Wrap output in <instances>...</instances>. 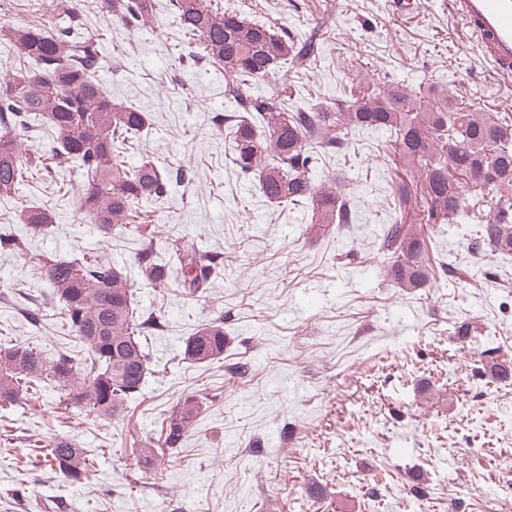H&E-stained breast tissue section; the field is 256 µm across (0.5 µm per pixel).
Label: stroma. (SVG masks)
Wrapping results in <instances>:
<instances>
[{
    "instance_id": "obj_1",
    "label": "stroma",
    "mask_w": 512,
    "mask_h": 512,
    "mask_svg": "<svg viewBox=\"0 0 512 512\" xmlns=\"http://www.w3.org/2000/svg\"><path fill=\"white\" fill-rule=\"evenodd\" d=\"M414 2L398 16L391 0H217L290 34L324 24L315 65L288 76V108L331 105L385 75L512 116V80L482 61L448 0ZM69 13L100 39L95 75L113 102L149 114L126 164L147 153L189 174L145 207L158 252L196 239L222 252L224 267L195 294L176 280L148 284L133 264L137 232L105 235L82 218L84 177L68 164L0 202V228L25 241L0 254L1 345L82 353L40 276L46 258L126 268L137 309L163 323L141 338L150 372L126 416L70 413L50 387L0 408V512H512V381L490 371L495 358L512 364V255L473 253L476 225L437 224L420 234L434 280L398 287L381 248L398 179L388 131L357 135L352 157L327 154L312 168L317 185L344 178L359 217L318 231L307 205L269 202L235 169L231 137L213 121L232 109L224 70L190 56L170 0H154L153 24L135 30L105 0H0V24L53 32ZM40 208L55 216L47 231L18 222ZM216 319L223 357L184 360L186 339ZM189 396L201 409L180 447L141 459ZM58 437L93 458L81 482L37 454Z\"/></svg>"
}]
</instances>
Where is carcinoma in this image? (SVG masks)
I'll return each instance as SVG.
<instances>
[{"mask_svg": "<svg viewBox=\"0 0 512 512\" xmlns=\"http://www.w3.org/2000/svg\"><path fill=\"white\" fill-rule=\"evenodd\" d=\"M184 29L197 38L200 57L224 67V97L235 111L216 118L232 127V162L243 174L258 175L271 202L307 203L312 223L320 228L353 222L352 199L333 179L317 187L309 177L315 144L324 152L342 153L349 137L362 129L392 134L393 161L414 173L417 182L397 188L393 198L400 220L388 225L382 249L392 255L388 274L402 288H419L432 273L422 259L413 224L480 225L471 249L480 254L512 255V117L457 106L448 89L431 86L409 92L381 81L358 97L327 107L289 110L282 93L289 64L305 70L316 61L322 27L299 38L250 22L238 13L221 10L214 0H174ZM112 14L134 23L153 19L152 0H112ZM70 24L49 34L30 24L1 29L17 52L35 61L37 69H20L0 81V199L16 197L33 169L47 170L76 162L85 177L79 192L80 209L105 234L135 217V205L163 197L171 182H183L187 172L161 170L150 156L127 168L117 150L148 124L147 113L112 102L94 78L98 39L75 32ZM278 79L271 97H253L248 85ZM33 115L49 126V153L26 157L21 132ZM420 187L425 205L409 216L406 206L412 187ZM18 221L34 231L53 223L47 210L20 211ZM142 248L136 264L141 278L159 288L181 274L191 293L207 287L224 264L223 254L202 252L192 242L171 244L169 259L155 251V228L136 224ZM51 298L62 304L67 326L86 347L88 356L61 352L48 359L23 345L0 346V405L28 401L31 385L52 384L65 408L83 416L111 420L142 390L149 370L140 335L159 327L155 319L139 320L124 270L98 257L41 261ZM224 355V322L198 329L185 343L184 359L202 364ZM200 412L195 397L180 402L157 448H142L145 458L176 448ZM45 460L72 482L85 478L90 460L81 448L57 438L40 450Z\"/></svg>", "mask_w": 512, "mask_h": 512, "instance_id": "obj_1", "label": "carcinoma"}]
</instances>
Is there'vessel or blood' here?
I'll use <instances>...</instances> for the list:
<instances>
[{
  "mask_svg": "<svg viewBox=\"0 0 512 512\" xmlns=\"http://www.w3.org/2000/svg\"><path fill=\"white\" fill-rule=\"evenodd\" d=\"M476 46L503 78L512 76V0H448Z\"/></svg>",
  "mask_w": 512,
  "mask_h": 512,
  "instance_id": "b4317fda",
  "label": "vessel or blood"
}]
</instances>
